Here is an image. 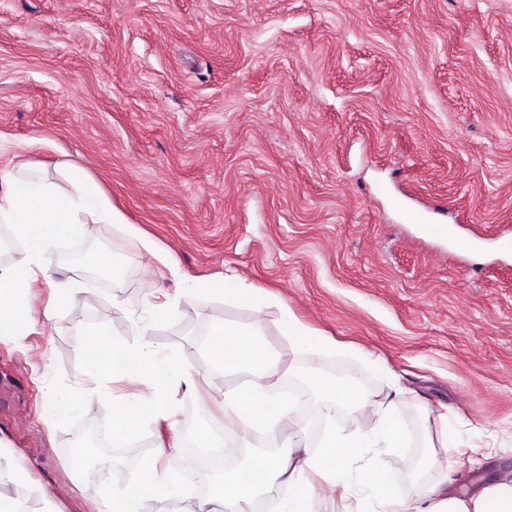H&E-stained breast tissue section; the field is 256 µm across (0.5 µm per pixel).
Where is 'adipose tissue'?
<instances>
[{
	"mask_svg": "<svg viewBox=\"0 0 512 512\" xmlns=\"http://www.w3.org/2000/svg\"><path fill=\"white\" fill-rule=\"evenodd\" d=\"M24 164L15 170H0V223L13 225L26 245L24 258L15 264H0V335L23 339L41 318L50 317L51 307L36 303V287L47 265L52 242L78 230L96 235L101 225L122 224L126 218L79 169L66 172L67 188L58 190L42 177L25 175ZM214 336L220 351H208L205 364L246 374V381L224 395V428L246 430L265 427L281 439L285 452L272 460L252 463L224 477L220 488L224 512H255L263 493L284 488L274 502L273 512H313L317 496L343 493L337 476L346 462L361 463L369 483L380 495L381 512H411L413 502H423L422 512H512V479L486 485L469 498L451 496L440 483L413 481L407 495H399L387 481V468L367 460L364 451L380 449L393 454L401 439L400 424L391 405L361 393L355 382H333L314 377L320 400L341 407V426L330 436L326 448L308 455H294L293 440L298 424L288 403L272 396V380L280 363L266 355L260 341L261 326H220ZM86 360L84 381L97 383L103 370L130 378L131 391L115 400L112 445L119 448L134 434V425L158 417L175 419L169 400L168 382L178 374L194 384L192 366L172 365L158 358L148 338L136 347L109 344L105 334L95 333L81 347ZM204 496L188 494L176 481L160 477L154 465H146L122 489L104 488L91 502L89 512H209Z\"/></svg>",
	"mask_w": 512,
	"mask_h": 512,
	"instance_id": "adipose-tissue-1",
	"label": "adipose tissue"
}]
</instances>
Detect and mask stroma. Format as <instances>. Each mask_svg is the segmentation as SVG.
<instances>
[{"label": "stroma", "instance_id": "1", "mask_svg": "<svg viewBox=\"0 0 512 512\" xmlns=\"http://www.w3.org/2000/svg\"><path fill=\"white\" fill-rule=\"evenodd\" d=\"M20 160L60 186L62 163L81 167L127 219L57 240L40 302L66 279L89 300L0 339V491L28 512H85L99 492L75 439L132 386L105 374L87 396L80 345L101 328L124 345L148 330L159 357L199 367L203 332L261 318L281 397L339 370L393 404L412 452L399 493L431 448L455 495L512 476V0H0V168ZM133 227L164 262L141 265ZM227 273L262 315L213 293ZM287 313L334 348L295 350ZM242 381L174 376L171 401L200 437L224 419L204 399ZM50 386L77 399L67 417ZM182 442L145 425L110 484L151 461L202 494Z\"/></svg>", "mask_w": 512, "mask_h": 512}]
</instances>
